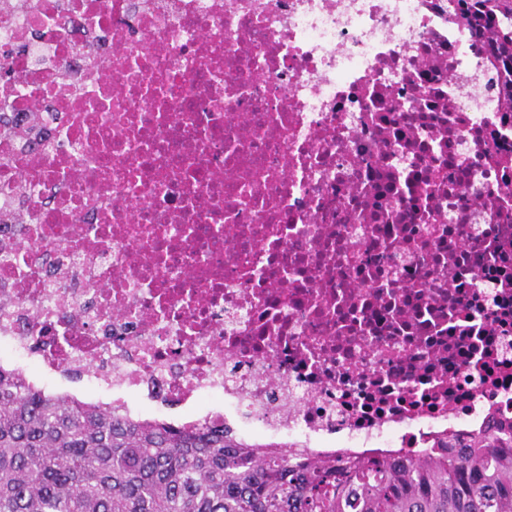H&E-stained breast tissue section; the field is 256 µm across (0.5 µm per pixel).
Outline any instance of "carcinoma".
Instances as JSON below:
<instances>
[{
    "label": "carcinoma",
    "mask_w": 512,
    "mask_h": 512,
    "mask_svg": "<svg viewBox=\"0 0 512 512\" xmlns=\"http://www.w3.org/2000/svg\"><path fill=\"white\" fill-rule=\"evenodd\" d=\"M478 28L512 0H450ZM512 74V34L490 32ZM446 455L312 458L224 427L141 422L0 369V512H512V433Z\"/></svg>",
    "instance_id": "1"
}]
</instances>
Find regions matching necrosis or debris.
<instances>
[{
	"mask_svg": "<svg viewBox=\"0 0 512 512\" xmlns=\"http://www.w3.org/2000/svg\"><path fill=\"white\" fill-rule=\"evenodd\" d=\"M489 58L448 0H0V368L321 458L512 427Z\"/></svg>",
	"mask_w": 512,
	"mask_h": 512,
	"instance_id": "1",
	"label": "necrosis or debris"
}]
</instances>
